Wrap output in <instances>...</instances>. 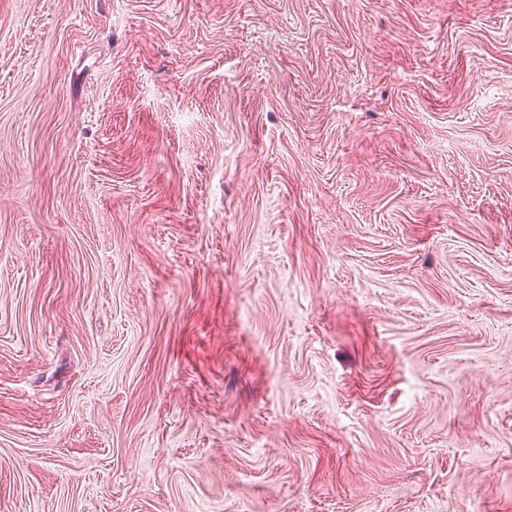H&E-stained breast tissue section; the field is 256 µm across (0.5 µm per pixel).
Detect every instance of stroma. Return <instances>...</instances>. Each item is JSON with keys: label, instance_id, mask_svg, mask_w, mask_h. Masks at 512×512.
Segmentation results:
<instances>
[{"label": "stroma", "instance_id": "35a3bbf8", "mask_svg": "<svg viewBox=\"0 0 512 512\" xmlns=\"http://www.w3.org/2000/svg\"><path fill=\"white\" fill-rule=\"evenodd\" d=\"M0 512H512V0H0Z\"/></svg>", "mask_w": 512, "mask_h": 512}]
</instances>
